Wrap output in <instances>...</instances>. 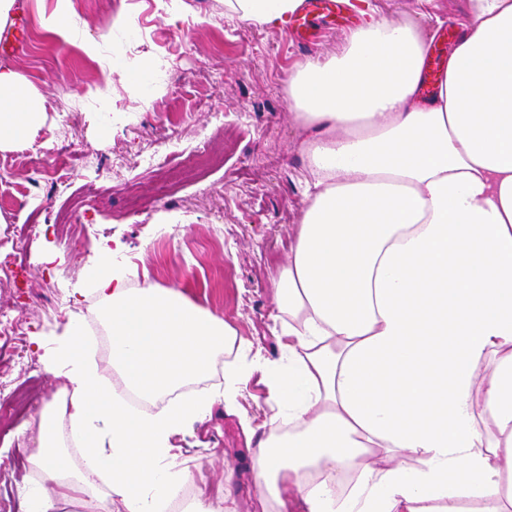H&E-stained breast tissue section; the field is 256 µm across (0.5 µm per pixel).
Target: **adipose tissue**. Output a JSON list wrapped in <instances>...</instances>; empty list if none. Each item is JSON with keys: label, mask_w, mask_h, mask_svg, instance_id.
I'll return each instance as SVG.
<instances>
[{"label": "adipose tissue", "mask_w": 512, "mask_h": 512, "mask_svg": "<svg viewBox=\"0 0 512 512\" xmlns=\"http://www.w3.org/2000/svg\"><path fill=\"white\" fill-rule=\"evenodd\" d=\"M302 4L224 0L260 27ZM468 8L433 95V33L384 16L283 78L313 132L288 263L269 288L288 338L270 383L290 430L259 440L245 512H512V0ZM44 118L33 87L0 66V151ZM99 253L95 291L125 390L153 399L205 378L218 354L246 356L183 288L125 287L109 246ZM45 369L67 385L40 417L28 460L46 488L25 512H155L189 476L173 439L211 399L132 411L76 317ZM64 423L80 439L76 468Z\"/></svg>", "instance_id": "ef3b65f1"}]
</instances>
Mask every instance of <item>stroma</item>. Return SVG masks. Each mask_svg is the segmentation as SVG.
I'll use <instances>...</instances> for the list:
<instances>
[{
	"label": "stroma",
	"instance_id": "obj_1",
	"mask_svg": "<svg viewBox=\"0 0 512 512\" xmlns=\"http://www.w3.org/2000/svg\"><path fill=\"white\" fill-rule=\"evenodd\" d=\"M466 2L345 0L304 51L290 24L249 25L225 14L224 0H181L173 24L170 0H70L61 30L45 23L57 0H25L28 47L7 64L41 95L46 116L32 143L0 151V250L28 239L15 278L0 286V313L22 331L0 352V387L38 407L0 422V512H20L24 494L41 487L40 472L22 465L38 408L64 380L46 372L36 342L96 309L103 242L128 281L184 288L250 345L256 367L232 404L223 359L190 385L215 402L174 443L206 503L223 504L228 469L236 500L255 496L258 435L282 419L266 376L287 360L268 286L288 262L308 176L283 77L341 49L366 15L458 27Z\"/></svg>",
	"mask_w": 512,
	"mask_h": 512
}]
</instances>
